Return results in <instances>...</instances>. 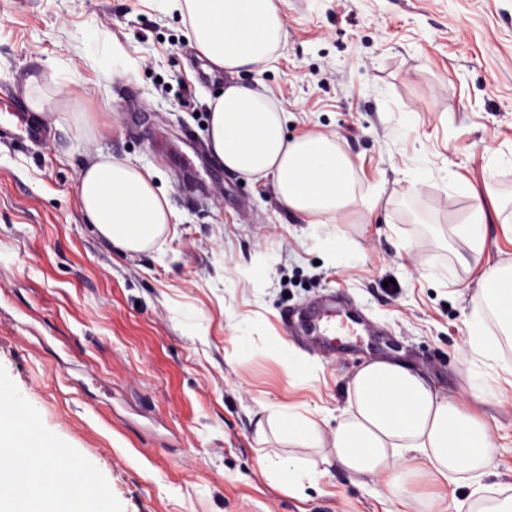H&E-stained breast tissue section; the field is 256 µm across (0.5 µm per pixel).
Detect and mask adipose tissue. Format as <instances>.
I'll list each match as a JSON object with an SVG mask.
<instances>
[{
    "label": "adipose tissue",
    "mask_w": 512,
    "mask_h": 512,
    "mask_svg": "<svg viewBox=\"0 0 512 512\" xmlns=\"http://www.w3.org/2000/svg\"><path fill=\"white\" fill-rule=\"evenodd\" d=\"M188 37L214 67L231 75L210 103L208 145L228 171L274 182L280 203L311 224L335 223L354 205L369 207L358 191L355 170L335 137L311 132L286 133L284 110L258 88L234 82L243 71L262 73L284 37L280 0H183ZM81 210L98 236L129 253L152 248L171 222L167 198L155 187L153 172L101 153L78 174ZM487 220L476 204L468 223L455 227L470 244L467 262L480 268L476 302L467 321L473 357L498 362L501 341H512V263L484 259L481 226ZM348 407L331 441L307 417L270 411L266 423L279 440L319 449L318 459L271 462L272 477L298 494L304 481L327 464L357 478L386 476L391 492L427 470L443 481L467 477L480 485L494 444L486 420L457 399L442 395L421 372L405 364L372 361L347 386ZM27 461L19 477L8 458L0 459V502L24 505L25 512H60L58 499L76 492L78 479L64 468L57 451L36 441L28 424L0 414V438ZM421 457L423 469L408 466V454Z\"/></svg>",
    "instance_id": "obj_1"
}]
</instances>
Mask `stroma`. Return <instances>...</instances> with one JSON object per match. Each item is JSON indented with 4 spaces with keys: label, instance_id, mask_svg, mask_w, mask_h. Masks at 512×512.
I'll return each instance as SVG.
<instances>
[{
    "label": "stroma",
    "instance_id": "35a3bbf8",
    "mask_svg": "<svg viewBox=\"0 0 512 512\" xmlns=\"http://www.w3.org/2000/svg\"><path fill=\"white\" fill-rule=\"evenodd\" d=\"M281 11L277 61L236 80L262 81L288 135H335L372 211L310 224L271 180L195 156L224 73L186 43L172 0H0V387L79 471L76 512H417L431 495L464 512L462 480L427 477L396 499L385 477L332 466L300 495L267 476L264 454L314 455L262 440L268 410L331 437L349 380L378 359L486 419L483 482L512 489V374L466 349L480 273L452 233L483 204L485 254L512 262L493 214L512 203V0H282ZM32 78L61 103L35 116L52 131L45 144L11 112L27 108ZM99 152L155 172L175 215L164 243L131 256L85 222L77 175ZM321 301L358 322L306 332L295 315ZM280 340L301 366L277 355Z\"/></svg>",
    "mask_w": 512,
    "mask_h": 512
}]
</instances>
